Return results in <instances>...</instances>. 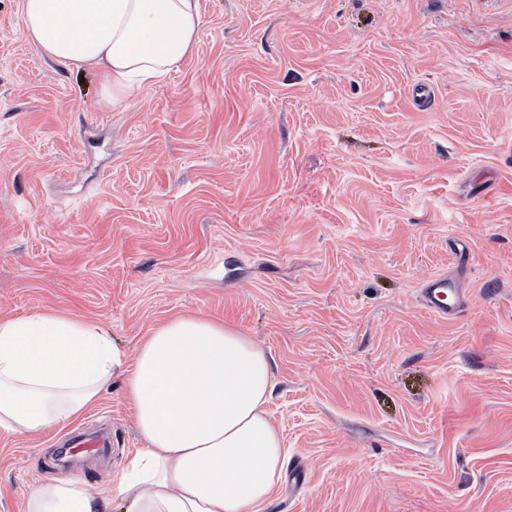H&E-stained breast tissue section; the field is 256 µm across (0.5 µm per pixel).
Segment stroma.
<instances>
[{
    "label": "stroma",
    "instance_id": "stroma-1",
    "mask_svg": "<svg viewBox=\"0 0 512 512\" xmlns=\"http://www.w3.org/2000/svg\"><path fill=\"white\" fill-rule=\"evenodd\" d=\"M201 7L115 107L0 0V317L73 313L129 357L178 315L252 336L287 449L262 512H512V0ZM123 390L77 423L98 488L143 445ZM69 444L0 434V512ZM456 288V282L448 275L429 276L423 281L422 298L425 306L437 316L448 318L454 315V310L448 308L445 297L448 290Z\"/></svg>",
    "mask_w": 512,
    "mask_h": 512
}]
</instances>
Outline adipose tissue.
<instances>
[{
  "label": "adipose tissue",
  "mask_w": 512,
  "mask_h": 512,
  "mask_svg": "<svg viewBox=\"0 0 512 512\" xmlns=\"http://www.w3.org/2000/svg\"><path fill=\"white\" fill-rule=\"evenodd\" d=\"M27 40L76 71L100 74L107 97L161 83L196 45L200 0H20ZM143 441L114 486L73 474L39 480L24 512H261L285 463L270 420L267 351L197 315L157 327L127 359L99 324L52 309L0 317V433L67 428L116 377Z\"/></svg>",
  "instance_id": "1"
}]
</instances>
